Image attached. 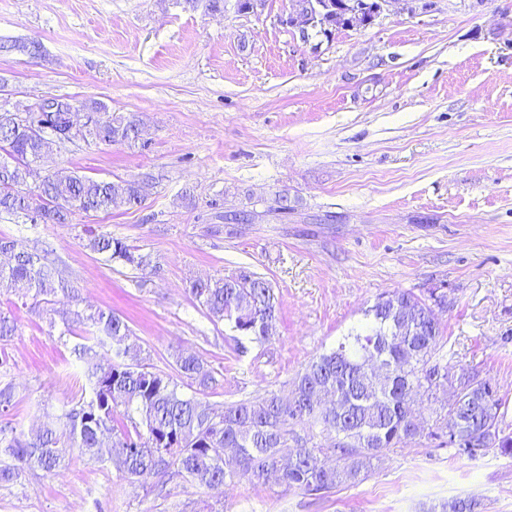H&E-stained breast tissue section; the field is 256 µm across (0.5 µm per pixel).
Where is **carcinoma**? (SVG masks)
Returning a JSON list of instances; mask_svg holds the SVG:
<instances>
[{"label": "carcinoma", "instance_id": "1", "mask_svg": "<svg viewBox=\"0 0 512 512\" xmlns=\"http://www.w3.org/2000/svg\"><path fill=\"white\" fill-rule=\"evenodd\" d=\"M41 53L36 41L2 44L0 52ZM101 114L86 131L93 141L112 144L139 138L133 117ZM22 114L0 118V151L11 159L0 166V212L24 213L33 224H69L72 215L105 213L141 202L151 177L110 182L56 169L33 192L19 193L30 164L59 147L60 126L36 137L22 128ZM86 247L105 261L135 267L148 264L122 239L88 232ZM0 288H14L37 304L65 291L56 265L37 250H16L0 236ZM189 293L215 322L251 340H267L276 321L272 288L254 273L235 278L190 282ZM370 321L350 332L336 347L320 354L300 371L288 395L271 391L261 398L224 405L220 410L199 398L216 384L197 354L176 355L177 376L154 371L126 358L139 345L127 321L110 311L72 312L69 322L85 327L86 343L74 352L86 364L92 396L48 413L33 435L0 428V485H14L36 468L58 475L66 467L61 448H75L110 463L122 476L146 484L150 479L178 477L204 491L247 479L309 495H324L368 476L373 461L424 436L440 440L459 458L471 457L477 440L482 452L512 457L508 408L489 379L456 372L452 359L439 354V328L434 309L406 291L377 298ZM16 320L0 310V342L15 335ZM111 357L98 358L97 349ZM196 386L188 396L179 381ZM452 387L464 402L447 407L432 431L415 425L407 403L436 397Z\"/></svg>", "mask_w": 512, "mask_h": 512}]
</instances>
